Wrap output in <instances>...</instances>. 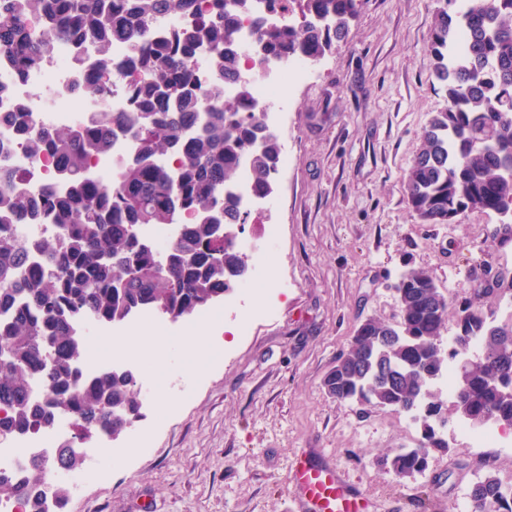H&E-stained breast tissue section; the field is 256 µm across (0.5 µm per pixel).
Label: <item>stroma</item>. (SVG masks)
<instances>
[{"label":"stroma","instance_id":"35a3bbf8","mask_svg":"<svg viewBox=\"0 0 512 512\" xmlns=\"http://www.w3.org/2000/svg\"><path fill=\"white\" fill-rule=\"evenodd\" d=\"M437 0H358L346 38L307 84L284 91L278 136L292 156L279 174L271 211L253 212L245 233L280 227L269 260L284 285L276 311L248 333L223 321L209 343L185 349L175 322L147 360L150 388L141 425L148 447L107 460L64 512H291L288 463L317 448L375 504V512H469L471 484L493 473L512 485V430L491 443L448 428V451L433 452L425 475L396 479L376 457L414 447L419 424L392 409L328 397L325 374L356 326L398 315L394 286L422 268L444 295L480 287L490 266L501 281L492 308L512 320V238L494 236L495 217L469 212L454 224L413 218L405 177L433 112L445 104L425 48Z\"/></svg>","mask_w":512,"mask_h":512}]
</instances>
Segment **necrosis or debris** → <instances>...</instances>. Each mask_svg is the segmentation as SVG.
Wrapping results in <instances>:
<instances>
[{"label": "necrosis or debris", "mask_w": 512, "mask_h": 512, "mask_svg": "<svg viewBox=\"0 0 512 512\" xmlns=\"http://www.w3.org/2000/svg\"><path fill=\"white\" fill-rule=\"evenodd\" d=\"M316 68V63L306 60L262 64L252 55H245L244 69L252 81L253 97L263 110L262 119L267 126H274L278 113L285 109L279 95L281 88L306 82ZM74 77V49L65 41L59 42L53 55L23 79L16 78L6 62L0 60V83L9 87L8 96L0 97V112L9 111L13 101L24 100L30 106L34 125L56 128L78 123L91 112H112L126 106L125 91L119 86L100 99L75 102L70 91ZM0 165L23 169L26 174L23 187L31 195L42 194L50 186L54 174L52 159L29 160L15 142L10 129L3 125H0ZM278 235V226L267 224L260 239L236 241V249L247 251L252 258L251 274L239 283L243 299H251L254 288L275 287L273 269L263 262L262 256ZM71 429L70 419L64 416L52 428L0 440V471L23 473L31 458L50 455L61 440L70 435ZM102 459L101 449L92 447L85 452V465L81 472L66 476L57 470L48 471L44 476L47 512H60V505L53 496L57 484L67 483L72 495H80L90 479L103 474Z\"/></svg>", "instance_id": "1"}]
</instances>
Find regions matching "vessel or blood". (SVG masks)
Instances as JSON below:
<instances>
[{"mask_svg":"<svg viewBox=\"0 0 512 512\" xmlns=\"http://www.w3.org/2000/svg\"><path fill=\"white\" fill-rule=\"evenodd\" d=\"M295 512H368L363 495L316 452L295 455L289 468Z\"/></svg>","mask_w":512,"mask_h":512,"instance_id":"obj_1","label":"vessel or blood"}]
</instances>
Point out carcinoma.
Instances as JSON below:
<instances>
[{
    "instance_id": "cac0c4a2",
    "label": "carcinoma",
    "mask_w": 512,
    "mask_h": 512,
    "mask_svg": "<svg viewBox=\"0 0 512 512\" xmlns=\"http://www.w3.org/2000/svg\"><path fill=\"white\" fill-rule=\"evenodd\" d=\"M428 43L445 106L422 133L405 193L424 224H452L467 212L499 217L512 235V0H441ZM357 0H0V57L24 76L58 42L76 49L75 95L110 93L125 83L129 106L93 112L74 126L36 129L29 105L4 115L27 157L55 160L56 185L28 196L18 172L0 167V437L52 427L67 413L68 470L83 467L74 449L96 434L119 438L141 417L138 374L116 368L84 376V323H123L159 313L172 321L224 301L248 270L224 228L249 223L235 193L249 160L255 191L272 193L281 145L267 129L243 76L239 20H254L261 61H320L346 36ZM190 23L157 34L161 14ZM293 15L295 22L280 21ZM128 50L112 65V44ZM205 55L210 80L197 78ZM238 84L224 97V82ZM131 139L112 180L98 181L91 162ZM51 224L55 235L26 240L18 226ZM149 224H178L171 248L142 238ZM494 288H463L454 302L425 270L403 271L396 285L398 320L368 318L356 327L323 388L340 403L393 408L421 424V442L378 457L398 479L425 474L430 450L447 449L449 418L472 428L512 426V321L485 309ZM456 332L443 347L449 321ZM454 366L452 414L437 382ZM39 394H33V384ZM43 466L22 477L0 474V496L45 512ZM471 512H512V486L491 472L468 493Z\"/></svg>"
}]
</instances>
